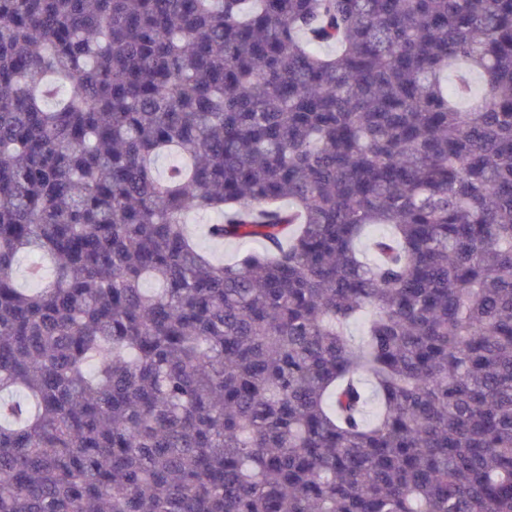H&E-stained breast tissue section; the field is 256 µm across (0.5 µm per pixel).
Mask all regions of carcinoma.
Listing matches in <instances>:
<instances>
[{
  "mask_svg": "<svg viewBox=\"0 0 512 512\" xmlns=\"http://www.w3.org/2000/svg\"><path fill=\"white\" fill-rule=\"evenodd\" d=\"M0 512H512V0H0ZM189 229L198 243L210 253L216 261L230 262L249 251H262L263 244L257 240L247 242H216L206 234L207 224L219 221V217L213 214H191L187 217Z\"/></svg>",
  "mask_w": 512,
  "mask_h": 512,
  "instance_id": "obj_1",
  "label": "carcinoma"
}]
</instances>
